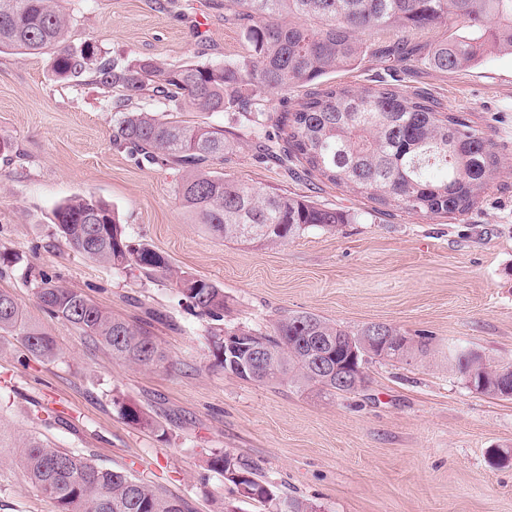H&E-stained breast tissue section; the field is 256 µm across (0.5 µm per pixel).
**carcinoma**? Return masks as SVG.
Masks as SVG:
<instances>
[{
  "label": "carcinoma",
  "mask_w": 512,
  "mask_h": 512,
  "mask_svg": "<svg viewBox=\"0 0 512 512\" xmlns=\"http://www.w3.org/2000/svg\"><path fill=\"white\" fill-rule=\"evenodd\" d=\"M224 19L249 42V53L224 63L164 66L154 59L118 61L93 43L66 44L71 17L60 0H0V50L47 54L55 76L91 81L119 92V113L112 143L135 159L182 171L177 193L193 224L226 243L252 245L299 238L311 230L336 231L357 215L321 207L300 196L262 191L215 171L231 148L226 130L163 118L142 105L160 103L178 112L186 103L199 112L243 116L263 154L297 161L309 173L366 196L380 209L399 208L422 215H462L477 205L499 165L488 134L463 116L445 111L431 94L394 84L353 89L327 85L280 116V134L270 135L269 113L261 103L287 100L297 84H312L353 66L365 53L363 37L394 29L397 39L385 57L404 66L414 60L409 35L439 24L458 29L431 47L424 62L441 72L481 63L493 53L512 54V0H224ZM295 18L284 23L285 16ZM53 224L65 244L88 259L117 269H136L147 278L172 273L167 257L132 240L108 201L76 195L59 203ZM30 283L44 311L100 342L126 364L153 366L166 360L150 325H134L113 316L83 293L67 288L43 269L29 270ZM178 293L216 325L211 336L215 360L224 364V336H242L262 346L268 361L245 380L268 386L313 388L336 397L365 387L367 376L341 391L336 377L317 371L316 360L336 366V357L359 342L365 328L353 332L310 312H291L270 331L224 326V289L194 274L176 275ZM0 332L20 337L36 359L56 356L53 340L26 323L16 300L0 291ZM310 336H328L332 344L317 355ZM427 343L413 341L403 353L367 355L370 360L403 362L422 355ZM449 360L466 386L504 397L512 392V373L488 372L479 355L455 349ZM122 417L139 428L157 430V422L122 394L113 396ZM25 477L51 499L55 512H190L185 499L168 495L125 469L97 465L84 455L53 448L31 434L19 450ZM245 476L243 484L265 485L259 466L222 448L211 451L209 468L224 464Z\"/></svg>",
  "instance_id": "carcinoma-1"
}]
</instances>
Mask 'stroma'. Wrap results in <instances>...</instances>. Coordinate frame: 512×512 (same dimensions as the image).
Returning <instances> with one entry per match:
<instances>
[{
    "instance_id": "stroma-1",
    "label": "stroma",
    "mask_w": 512,
    "mask_h": 512,
    "mask_svg": "<svg viewBox=\"0 0 512 512\" xmlns=\"http://www.w3.org/2000/svg\"><path fill=\"white\" fill-rule=\"evenodd\" d=\"M70 46L98 43L108 57L215 64L248 54L224 19V0H65ZM394 30L375 34L368 54L327 77L364 88L385 82L430 92L493 139L501 164L483 200L457 217L373 202L259 159L248 123L184 107L180 120L220 125L235 147L226 177L259 190L305 196L358 215L336 233L263 246L227 243L189 223L176 196L181 173L134 161L112 143L115 98L99 86L57 79L47 56L0 51V290L57 344L49 360L28 355L18 336H0V512H54L26 479L17 442L43 432L50 444L124 468L185 498L192 512H258L207 466L212 449L257 463L282 498L319 512H512V399L466 387L448 361L462 345L487 361L512 363V55L442 73L380 54ZM95 195L118 211L127 234L168 257L175 270L224 290L228 325L268 328L310 312L355 331L371 322L426 338V354L374 361L364 389L329 397L226 374L211 352V322L171 279H147L86 259L57 239L52 211L73 195ZM56 275L130 322L159 315L152 331L164 364L113 360L102 344L49 317L26 279L28 265ZM122 393L161 425L122 419Z\"/></svg>"
}]
</instances>
